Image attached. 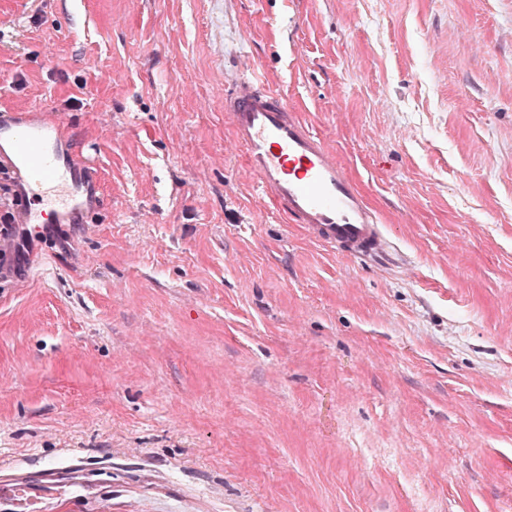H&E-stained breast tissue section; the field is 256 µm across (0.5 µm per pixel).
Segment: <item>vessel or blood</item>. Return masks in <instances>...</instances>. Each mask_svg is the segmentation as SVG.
Here are the masks:
<instances>
[{"label": "vessel or blood", "instance_id": "b4317fda", "mask_svg": "<svg viewBox=\"0 0 512 512\" xmlns=\"http://www.w3.org/2000/svg\"><path fill=\"white\" fill-rule=\"evenodd\" d=\"M232 141L243 148L259 190L319 244L362 261L389 257L392 242L325 137L301 121L260 69L243 66L224 97ZM0 166L17 176L22 221L73 223L99 202L96 172L49 111L0 115Z\"/></svg>", "mask_w": 512, "mask_h": 512}]
</instances>
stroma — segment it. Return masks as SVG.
<instances>
[{"label": "stroma", "instance_id": "obj_1", "mask_svg": "<svg viewBox=\"0 0 512 512\" xmlns=\"http://www.w3.org/2000/svg\"><path fill=\"white\" fill-rule=\"evenodd\" d=\"M259 65L399 254L225 156ZM98 207L0 277V487L39 512H512V0H0V113Z\"/></svg>", "mask_w": 512, "mask_h": 512}]
</instances>
